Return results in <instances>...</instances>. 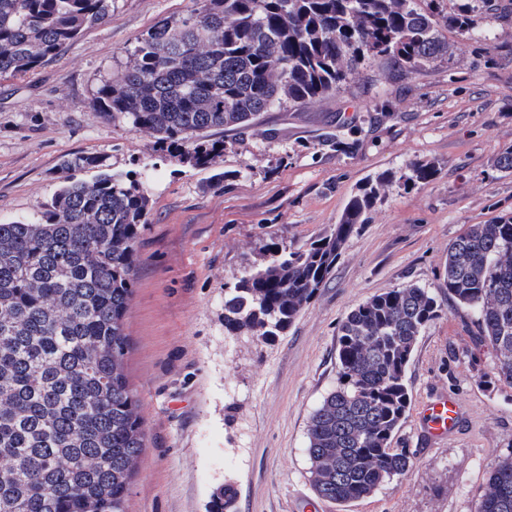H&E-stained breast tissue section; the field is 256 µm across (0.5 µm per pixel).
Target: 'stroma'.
<instances>
[{"label": "stroma", "instance_id": "1", "mask_svg": "<svg viewBox=\"0 0 512 512\" xmlns=\"http://www.w3.org/2000/svg\"><path fill=\"white\" fill-rule=\"evenodd\" d=\"M497 48L448 30V56L395 80L366 62L336 93L282 105L243 134L214 131L219 166L161 157L155 140L104 120L100 77L155 21L196 0H115L108 23L21 78L0 77V222L36 212L72 153L106 155L113 169L148 174L150 210L137 245L125 320V371L147 436L129 512H206L219 485L234 512H301L316 497L306 425L336 385L337 329L390 288L417 284L443 314L420 334L408 367L411 405L395 437L413 466L371 497L322 512H474L491 467L512 453V388L485 383L494 354L474 342L442 286L448 245L474 224L512 215V0ZM430 162L436 174L392 185L346 242L327 285L288 331L263 344L224 333V289L265 261L264 246L297 247L338 222L367 177ZM445 392L463 408L458 431L434 445L420 407Z\"/></svg>", "mask_w": 512, "mask_h": 512}]
</instances>
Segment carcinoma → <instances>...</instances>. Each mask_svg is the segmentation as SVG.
Instances as JSON below:
<instances>
[{"mask_svg": "<svg viewBox=\"0 0 512 512\" xmlns=\"http://www.w3.org/2000/svg\"><path fill=\"white\" fill-rule=\"evenodd\" d=\"M162 18L101 76L98 111L155 138L158 151L209 167L224 142L288 102L336 92L360 62L398 77L426 71L453 28L497 41V0H199ZM114 0H0V76L35 71L112 17ZM64 167L95 170L63 184L32 221L0 223V512H127L146 434L125 374L124 320L136 244L150 199L142 173L107 157L73 154ZM429 163L385 171L351 197L339 222L269 259L224 292V332L264 343L286 333L325 287L343 248L383 187L427 183ZM448 300L472 317L476 342L495 352L487 383L512 387V215L475 224L448 247ZM443 308L427 288H390L339 327L336 387L307 423L312 483L337 503L372 496L412 466L393 447L411 395L406 382L421 330ZM236 489L216 488L207 512H233ZM475 512H512V453L499 459Z\"/></svg>", "mask_w": 512, "mask_h": 512, "instance_id": "1", "label": "carcinoma"}]
</instances>
